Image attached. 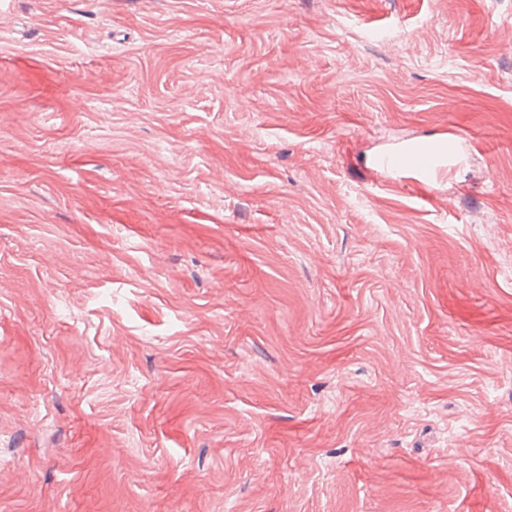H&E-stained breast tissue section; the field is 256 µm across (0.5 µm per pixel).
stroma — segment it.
Listing matches in <instances>:
<instances>
[{
    "mask_svg": "<svg viewBox=\"0 0 512 512\" xmlns=\"http://www.w3.org/2000/svg\"><path fill=\"white\" fill-rule=\"evenodd\" d=\"M0 512H512V0H0ZM450 156L447 157L433 152H417L413 143H402L395 148L383 150L376 158V162L385 170L398 172L404 162L411 165L424 184L431 182L434 176L446 166Z\"/></svg>",
    "mask_w": 512,
    "mask_h": 512,
    "instance_id": "stroma-1",
    "label": "stroma"
}]
</instances>
